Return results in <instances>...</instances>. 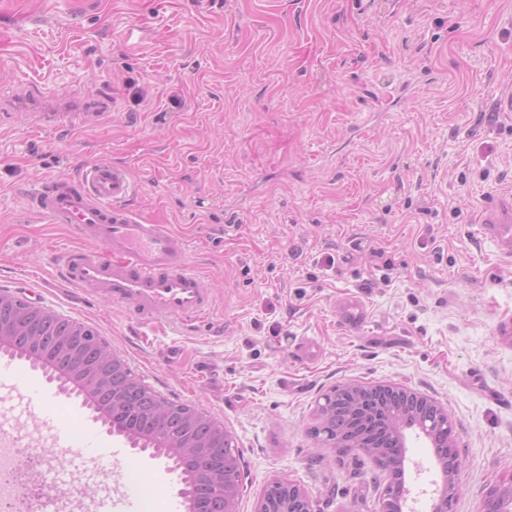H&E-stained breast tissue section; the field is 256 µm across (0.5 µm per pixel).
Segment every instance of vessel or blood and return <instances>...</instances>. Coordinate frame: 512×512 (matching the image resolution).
Listing matches in <instances>:
<instances>
[{
	"mask_svg": "<svg viewBox=\"0 0 512 512\" xmlns=\"http://www.w3.org/2000/svg\"><path fill=\"white\" fill-rule=\"evenodd\" d=\"M134 191L126 169L107 162L86 165L75 178L43 181L34 210L54 224H69L94 247L69 253L62 279L85 294L123 305L145 323L192 326L208 317L212 297L189 266L184 238L161 224H146L130 208ZM486 233L512 246V196L495 199L480 216ZM343 329L360 332L368 309L357 296L335 301Z\"/></svg>",
	"mask_w": 512,
	"mask_h": 512,
	"instance_id": "b4317fda",
	"label": "vessel or blood"
}]
</instances>
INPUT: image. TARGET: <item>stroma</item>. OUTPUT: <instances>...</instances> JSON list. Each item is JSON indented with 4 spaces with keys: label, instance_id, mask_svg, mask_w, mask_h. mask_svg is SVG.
Listing matches in <instances>:
<instances>
[{
    "label": "stroma",
    "instance_id": "obj_1",
    "mask_svg": "<svg viewBox=\"0 0 512 512\" xmlns=\"http://www.w3.org/2000/svg\"><path fill=\"white\" fill-rule=\"evenodd\" d=\"M511 93L512 0H0V291L95 327L144 384L221 422L244 462L237 512L276 479L315 512H380L386 473L308 434L347 382L445 406L452 512H481L512 480V344L493 336L512 252L479 224L512 193V112L494 109ZM92 162L126 168L131 208L184 237L206 321L142 324L61 280L82 241L28 192ZM344 293L368 306L360 334L338 325ZM307 340L318 359L298 358ZM8 405L7 428L84 411L33 371ZM406 446L405 508L430 512L440 468L426 439ZM139 459L143 483L106 480L165 512L178 476Z\"/></svg>",
    "mask_w": 512,
    "mask_h": 512
}]
</instances>
